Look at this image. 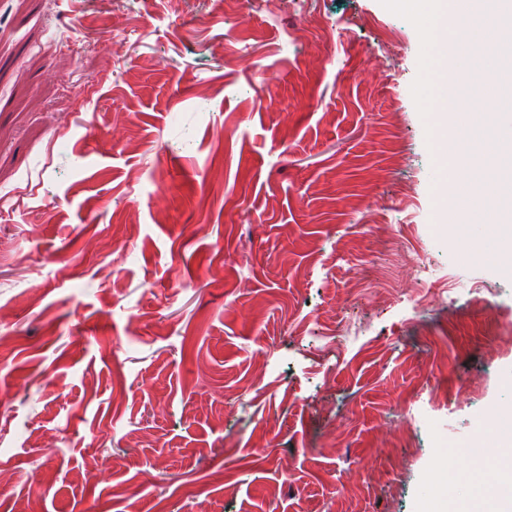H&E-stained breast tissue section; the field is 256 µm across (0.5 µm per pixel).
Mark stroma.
<instances>
[{
	"instance_id": "stroma-1",
	"label": "stroma",
	"mask_w": 512,
	"mask_h": 512,
	"mask_svg": "<svg viewBox=\"0 0 512 512\" xmlns=\"http://www.w3.org/2000/svg\"><path fill=\"white\" fill-rule=\"evenodd\" d=\"M272 5L0 0V512H428L512 408V271L436 206L416 29Z\"/></svg>"
}]
</instances>
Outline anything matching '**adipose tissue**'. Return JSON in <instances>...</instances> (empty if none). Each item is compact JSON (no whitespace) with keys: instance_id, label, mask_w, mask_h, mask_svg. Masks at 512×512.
Returning a JSON list of instances; mask_svg holds the SVG:
<instances>
[{"instance_id":"adipose-tissue-1","label":"adipose tissue","mask_w":512,"mask_h":512,"mask_svg":"<svg viewBox=\"0 0 512 512\" xmlns=\"http://www.w3.org/2000/svg\"><path fill=\"white\" fill-rule=\"evenodd\" d=\"M472 471L493 468V497H483V485H476L468 503L458 504V512H512V413L505 411L490 418L464 444Z\"/></svg>"}]
</instances>
